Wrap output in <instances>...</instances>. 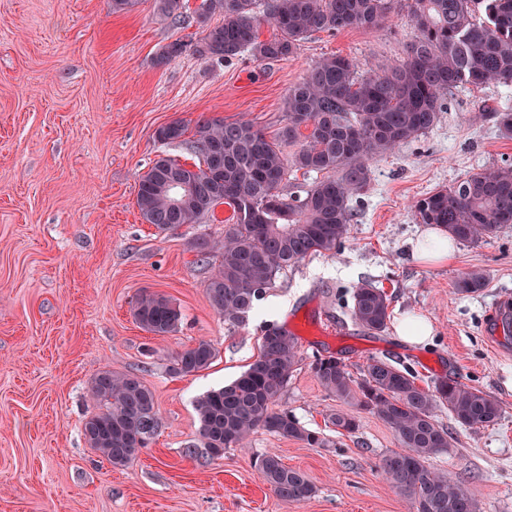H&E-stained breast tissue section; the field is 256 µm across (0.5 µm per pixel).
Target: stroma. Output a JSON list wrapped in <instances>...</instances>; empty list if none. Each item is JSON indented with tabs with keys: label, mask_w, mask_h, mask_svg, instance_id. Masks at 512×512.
<instances>
[{
	"label": "stroma",
	"mask_w": 512,
	"mask_h": 512,
	"mask_svg": "<svg viewBox=\"0 0 512 512\" xmlns=\"http://www.w3.org/2000/svg\"><path fill=\"white\" fill-rule=\"evenodd\" d=\"M413 35L401 6L371 30L314 33L282 60L246 53L219 63L189 50L161 65L166 45L199 41L202 29L156 17L150 0L117 13L112 0H0V512H413L378 468L398 447L392 431L362 410L354 434L331 425L342 405L309 369L318 354L355 375L384 359L411 370L419 387L448 378L499 400L498 422L477 430L438 411L452 445L429 464L464 482L479 512H512V335L490 330L512 318V225L428 265L415 255L422 226L411 209L470 174L512 165V138L488 116L512 87L452 90L432 129L372 159L343 247L280 274L243 325L225 323L204 296L231 209L163 232L136 206L138 178L158 156L197 160L192 133L164 144L158 127L243 117L291 156L294 145L280 139L285 96L313 63L339 54L359 75L378 73L404 58ZM202 241L213 246L205 257ZM473 267L485 271L486 287L458 293ZM364 282L388 296L383 332L350 317ZM144 291L173 302L176 332L156 336L136 322ZM407 314L432 323L429 342L398 338ZM272 324L298 336L302 357L277 406L328 446L260 431L217 460L189 454L199 439L196 399L245 370ZM201 338L216 350L211 365L172 374L171 355ZM104 369L136 374L156 396L158 432L123 468L83 435L97 411L88 389ZM271 449L309 475V499L282 501L261 480L254 459Z\"/></svg>",
	"instance_id": "1"
}]
</instances>
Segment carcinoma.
I'll list each match as a JSON object with an SVG mask.
<instances>
[{
  "label": "carcinoma",
  "mask_w": 512,
  "mask_h": 512,
  "mask_svg": "<svg viewBox=\"0 0 512 512\" xmlns=\"http://www.w3.org/2000/svg\"><path fill=\"white\" fill-rule=\"evenodd\" d=\"M397 3L201 0L189 16L185 0H153V9L165 19L195 20L203 29L194 45L201 57L226 60L248 52L257 60H281L314 32L375 28ZM409 8L414 37L403 60L386 72L360 76L350 59L331 55L288 89V123L281 136L299 144L291 159L252 121L207 117L194 126L197 163L187 166L161 156L139 176L137 208L144 222L160 231L197 224L220 204L231 207L221 260L204 289L209 306L224 321L245 323L281 273L309 256L340 249L350 233L351 202L370 183L369 161L432 129L448 91L489 82L512 86V0H411ZM263 23L274 30L265 40L258 33ZM187 47L180 40L170 43L159 63L176 60ZM186 131L183 121L173 120L158 128L155 138L168 144ZM289 165L324 177L301 195H285L280 185ZM412 209L418 223L440 226L461 243L489 238L512 224V166L474 173L414 201ZM485 284L484 272L469 270L460 276L457 291L474 294ZM351 316L369 332L384 331L386 293L361 284L353 291ZM134 317L145 331L166 336L176 329L180 313L167 297L145 292L135 302ZM215 356L211 342L200 339L171 355L170 371L193 374L208 368ZM299 361L297 336L282 326L266 327L260 353L249 367L196 401L206 457L215 459L218 448L245 447L259 430L312 447L324 444L320 433L275 408ZM309 368L337 400L376 416L392 430L399 448L382 457L379 469L416 512H477L468 487L427 465L450 447L437 410L446 408L459 425L480 429L500 419L499 401L446 379L421 388L411 372L382 359L370 360L357 378L334 355L315 356ZM89 396L100 407L84 423L89 447L112 467L127 466L159 428L154 392L133 373L104 370L93 378ZM331 423L347 433L359 427L347 413L332 416ZM255 465L284 501L300 502L315 493L308 475L285 465L273 451L258 456Z\"/></svg>",
  "instance_id": "1"
}]
</instances>
